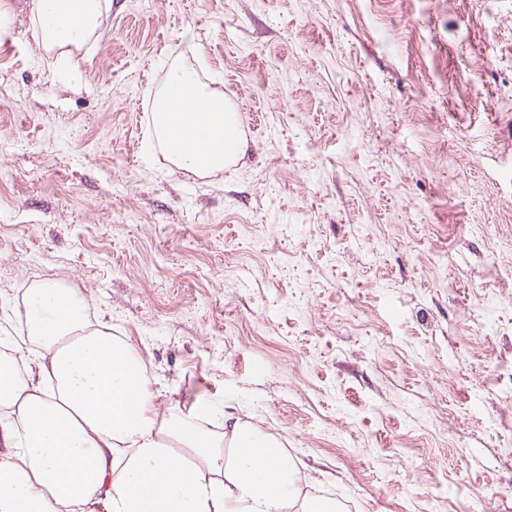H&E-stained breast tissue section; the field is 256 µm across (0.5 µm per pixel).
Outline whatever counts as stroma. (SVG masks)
I'll return each instance as SVG.
<instances>
[{
    "label": "stroma",
    "instance_id": "obj_1",
    "mask_svg": "<svg viewBox=\"0 0 512 512\" xmlns=\"http://www.w3.org/2000/svg\"><path fill=\"white\" fill-rule=\"evenodd\" d=\"M0 11V336L82 289L336 512H512V0H112L76 82ZM186 33L247 142L206 176L147 142Z\"/></svg>",
    "mask_w": 512,
    "mask_h": 512
}]
</instances>
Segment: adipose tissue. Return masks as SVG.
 <instances>
[{
  "mask_svg": "<svg viewBox=\"0 0 512 512\" xmlns=\"http://www.w3.org/2000/svg\"><path fill=\"white\" fill-rule=\"evenodd\" d=\"M109 0H31L50 48L81 46ZM167 92L200 112H153L173 163L208 174L245 151L235 112L184 65ZM78 288L44 282L23 304L29 343L0 360V512H336L301 493L300 472L257 424L164 403L146 360L84 314Z\"/></svg>",
  "mask_w": 512,
  "mask_h": 512,
  "instance_id": "ef3b65f1",
  "label": "adipose tissue"
}]
</instances>
